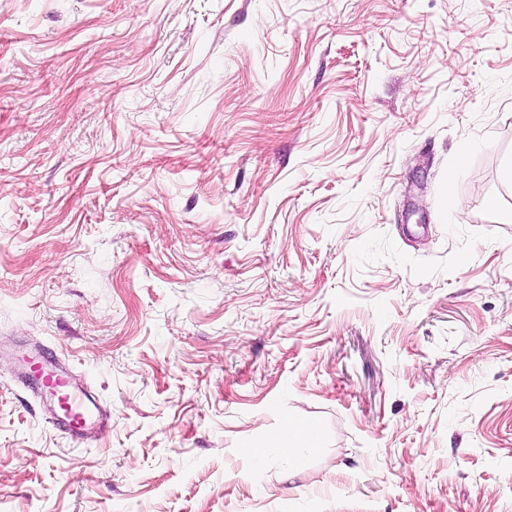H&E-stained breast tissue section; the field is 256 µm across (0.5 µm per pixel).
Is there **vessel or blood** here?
<instances>
[{
	"label": "vessel or blood",
	"mask_w": 512,
	"mask_h": 512,
	"mask_svg": "<svg viewBox=\"0 0 512 512\" xmlns=\"http://www.w3.org/2000/svg\"><path fill=\"white\" fill-rule=\"evenodd\" d=\"M28 381L40 389L55 388L64 396L71 415L61 420L60 426L69 436L83 437L86 430L91 428L100 435L110 430L111 417L98 408L91 395L76 383L66 369L55 363L46 362L42 364L40 372L29 375Z\"/></svg>",
	"instance_id": "b4317fda"
}]
</instances>
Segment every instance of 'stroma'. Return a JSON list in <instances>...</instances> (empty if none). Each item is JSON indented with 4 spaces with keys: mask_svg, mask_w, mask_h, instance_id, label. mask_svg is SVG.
<instances>
[{
    "mask_svg": "<svg viewBox=\"0 0 512 512\" xmlns=\"http://www.w3.org/2000/svg\"><path fill=\"white\" fill-rule=\"evenodd\" d=\"M509 163L512 0H0V512H512ZM25 363V370L29 367V370L33 371L32 366L34 364H38L41 368V371L37 374L25 372L29 383L40 389L46 388L51 400L56 398L49 392L48 387L55 388L64 396L71 412V417L58 420L63 432L70 437L82 438L89 428H95L100 436L110 430L112 418L98 408L91 395L76 383L66 369L53 362H45L39 365L33 359H26ZM303 432V426L300 422L287 418L276 440L278 448H282L284 454L288 456V460L292 461L299 457L302 448H298L297 440Z\"/></svg>",
    "mask_w": 512,
    "mask_h": 512,
    "instance_id": "1",
    "label": "stroma"
}]
</instances>
